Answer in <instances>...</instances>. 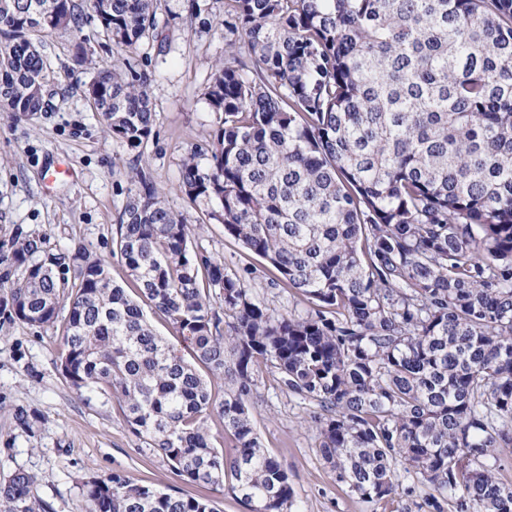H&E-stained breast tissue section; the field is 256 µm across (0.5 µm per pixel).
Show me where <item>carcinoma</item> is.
I'll use <instances>...</instances> for the list:
<instances>
[{
    "label": "carcinoma",
    "mask_w": 512,
    "mask_h": 512,
    "mask_svg": "<svg viewBox=\"0 0 512 512\" xmlns=\"http://www.w3.org/2000/svg\"><path fill=\"white\" fill-rule=\"evenodd\" d=\"M154 0H0V109L25 114L46 79L39 34L92 18L120 50L156 25ZM229 40L205 96L210 139L180 190L311 304L275 313L140 178L108 264L18 233L0 251V329L55 325L61 374L115 396L132 432L184 480L246 512H292L288 472L257 434L262 368L315 404L318 451L365 502L415 474L418 512H512L496 477L512 446V0H224ZM112 137L153 134L147 81L118 67L86 86ZM164 316L193 362L159 336ZM224 380V399L205 376ZM217 416L230 447L206 422ZM34 476L0 478V512H54ZM87 512H217L214 501L112 473Z\"/></svg>",
    "instance_id": "carcinoma-1"
}]
</instances>
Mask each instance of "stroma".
<instances>
[{
    "mask_svg": "<svg viewBox=\"0 0 512 512\" xmlns=\"http://www.w3.org/2000/svg\"><path fill=\"white\" fill-rule=\"evenodd\" d=\"M189 17L186 0H157V24L137 50L113 49L93 22L80 34L58 30L42 38L50 62L47 111L19 117L0 112V243L16 229L44 238L48 248L83 247L106 259L114 279L123 268L112 255V236L133 184L150 178L168 206L191 228V245L223 258L229 270H250L255 297L277 313H305L308 305L277 286L276 270L204 220L181 193V163L192 144L212 131L215 115L204 93L224 57V0H200ZM97 66L146 74L153 134L140 148L112 138L81 89L90 73L75 62L78 47ZM62 327L22 322L0 329V477L23 469L33 493L54 512H85L82 484L89 475L121 473L137 483L209 498L219 512H245L231 491L186 482L132 433L117 400L85 401L61 375ZM35 416L32 432L16 429L15 407ZM312 405L282 390L274 370H262L254 410L264 448L287 469L296 512H417L431 488L406 479L392 498L366 503L337 484L317 451Z\"/></svg>",
    "mask_w": 512,
    "mask_h": 512,
    "instance_id": "35a3bbf8",
    "label": "stroma"
}]
</instances>
